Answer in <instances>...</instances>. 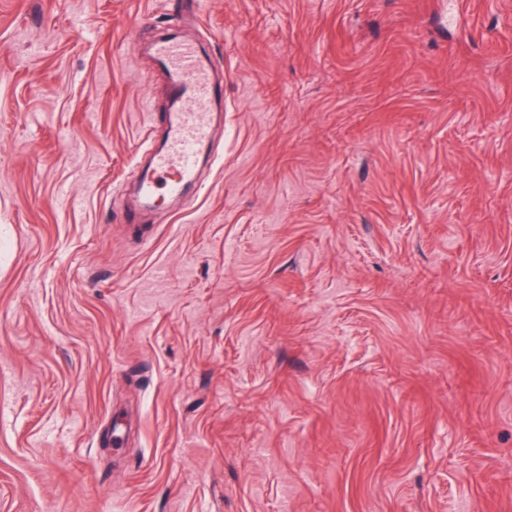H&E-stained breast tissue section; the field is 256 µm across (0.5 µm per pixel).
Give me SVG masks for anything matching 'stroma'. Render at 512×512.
Instances as JSON below:
<instances>
[{"mask_svg":"<svg viewBox=\"0 0 512 512\" xmlns=\"http://www.w3.org/2000/svg\"><path fill=\"white\" fill-rule=\"evenodd\" d=\"M442 2L0 0V512H512V0ZM153 52L169 73L177 108L165 117L166 141L152 154L140 183L139 194L146 202H153L160 189L173 196L193 186L201 191L197 171L201 151L210 141L208 106L216 91L212 66L199 56L195 45L164 39L154 44Z\"/></svg>","mask_w":512,"mask_h":512,"instance_id":"1","label":"stroma"}]
</instances>
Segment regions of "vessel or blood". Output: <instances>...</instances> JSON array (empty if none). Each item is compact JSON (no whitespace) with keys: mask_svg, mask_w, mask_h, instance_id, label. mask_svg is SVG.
Instances as JSON below:
<instances>
[{"mask_svg":"<svg viewBox=\"0 0 512 512\" xmlns=\"http://www.w3.org/2000/svg\"><path fill=\"white\" fill-rule=\"evenodd\" d=\"M153 52L170 76L177 107L165 117L166 141L152 154L140 183L139 194L148 202L159 190L176 196L196 186L200 154L210 141L208 106L215 93L212 66L199 56L195 45L164 39L154 44Z\"/></svg>","mask_w":512,"mask_h":512,"instance_id":"vessel-or-blood-1","label":"vessel or blood"}]
</instances>
